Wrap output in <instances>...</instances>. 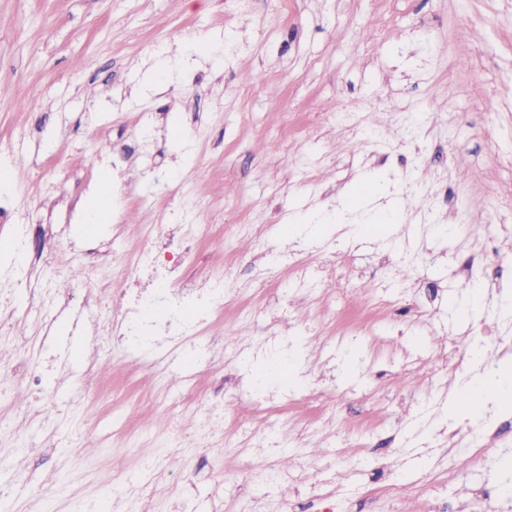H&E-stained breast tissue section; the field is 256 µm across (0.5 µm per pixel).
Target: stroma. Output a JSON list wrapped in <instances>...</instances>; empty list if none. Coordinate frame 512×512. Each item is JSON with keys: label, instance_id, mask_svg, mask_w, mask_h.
Masks as SVG:
<instances>
[{"label": "stroma", "instance_id": "obj_1", "mask_svg": "<svg viewBox=\"0 0 512 512\" xmlns=\"http://www.w3.org/2000/svg\"><path fill=\"white\" fill-rule=\"evenodd\" d=\"M0 86L16 224L57 225L76 245L28 285L96 299L80 324L56 320L45 346L63 362L34 392L13 338L39 335L37 316L0 306L16 367L0 480L29 482L5 512L94 506L115 466L143 477V447L173 427L179 463L160 470L150 512L180 498L189 512H422L436 489L451 512L476 503L483 478L440 429L461 333L483 332L512 291V0H0ZM116 143L140 150L123 180L147 200L128 223L164 213L179 236L172 195L190 192L210 224L185 274L235 289L192 355L143 358L101 329L124 287L86 252L123 264L134 245L82 215ZM298 254L335 262V291L293 290ZM476 281L472 318L458 308ZM258 293L264 316L231 339ZM272 331L286 350L253 358ZM313 384L335 401L302 402ZM258 385L282 393V423L244 450L209 415L224 404L256 426ZM18 396L47 421L17 430ZM487 427L489 459L512 458V409ZM302 431L304 476L281 478L284 442ZM394 479L402 497L385 490Z\"/></svg>", "mask_w": 512, "mask_h": 512}]
</instances>
